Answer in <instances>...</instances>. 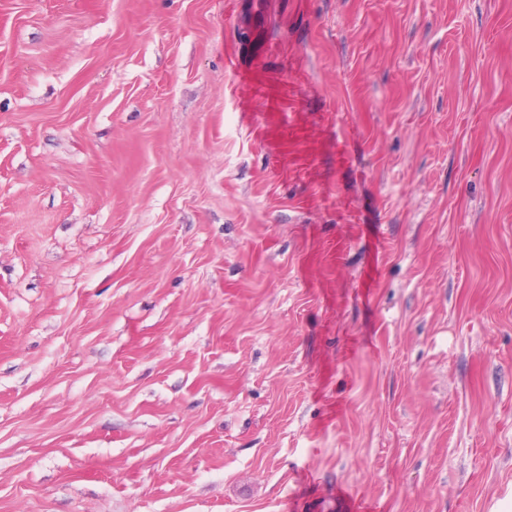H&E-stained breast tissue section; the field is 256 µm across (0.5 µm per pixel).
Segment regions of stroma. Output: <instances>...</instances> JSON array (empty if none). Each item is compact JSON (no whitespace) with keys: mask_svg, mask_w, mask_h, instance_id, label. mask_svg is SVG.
Segmentation results:
<instances>
[{"mask_svg":"<svg viewBox=\"0 0 512 512\" xmlns=\"http://www.w3.org/2000/svg\"><path fill=\"white\" fill-rule=\"evenodd\" d=\"M512 512V0H0V512Z\"/></svg>","mask_w":512,"mask_h":512,"instance_id":"1","label":"stroma"}]
</instances>
